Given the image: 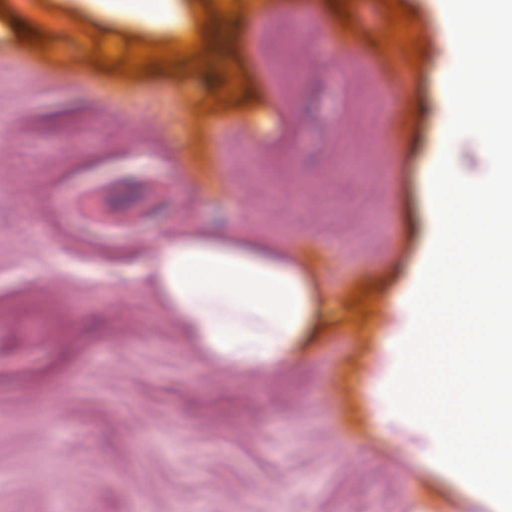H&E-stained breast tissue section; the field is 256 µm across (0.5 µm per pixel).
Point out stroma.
Returning a JSON list of instances; mask_svg holds the SVG:
<instances>
[{
    "instance_id": "35a3bbf8",
    "label": "stroma",
    "mask_w": 512,
    "mask_h": 512,
    "mask_svg": "<svg viewBox=\"0 0 512 512\" xmlns=\"http://www.w3.org/2000/svg\"><path fill=\"white\" fill-rule=\"evenodd\" d=\"M258 2L187 0L213 63L184 92L164 35L92 18L76 40L66 0H0V512H489L365 393L397 366L380 309L434 230L438 21L428 0ZM388 56L404 84L369 68ZM213 229L339 297L296 365H211L144 277L159 238Z\"/></svg>"
}]
</instances>
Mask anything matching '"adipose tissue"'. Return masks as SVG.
<instances>
[{
  "label": "adipose tissue",
  "instance_id": "obj_1",
  "mask_svg": "<svg viewBox=\"0 0 512 512\" xmlns=\"http://www.w3.org/2000/svg\"><path fill=\"white\" fill-rule=\"evenodd\" d=\"M67 2L71 19L159 25L185 47L195 39L184 0ZM147 276L186 336L218 367H287L317 310L310 278L260 237L228 232L162 238Z\"/></svg>",
  "mask_w": 512,
  "mask_h": 512
}]
</instances>
